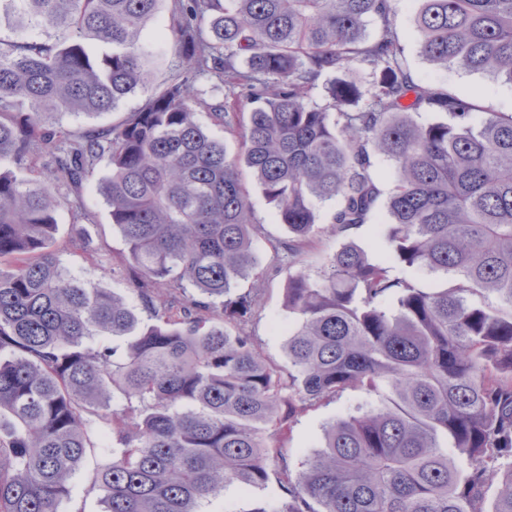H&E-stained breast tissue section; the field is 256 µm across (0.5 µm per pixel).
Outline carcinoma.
Instances as JSON below:
<instances>
[{
  "label": "carcinoma",
  "instance_id": "carcinoma-1",
  "mask_svg": "<svg viewBox=\"0 0 512 512\" xmlns=\"http://www.w3.org/2000/svg\"><path fill=\"white\" fill-rule=\"evenodd\" d=\"M159 2L0 0L19 26L55 34L0 37V160L33 172L50 155L56 180L75 184L106 162L130 284L156 320L138 332L121 298L68 277L54 249L56 185L0 172V512H58L96 447L90 417L119 445L93 485L104 512H201L230 485L265 484L272 463L285 499L252 512H483L493 481L491 512H512V463L500 466L512 459V113L476 120L472 100L415 81L393 0H175L184 70L159 90L142 41ZM415 2L428 61L512 84V0ZM370 18L381 30L368 41ZM210 74L239 111L194 94ZM135 90L145 105L110 127L44 126L52 111L112 112ZM199 107L240 135L239 154L199 123ZM377 155L394 166L389 260L345 244L320 280L288 278L285 370L240 329L266 278L240 167L288 226L276 252L293 267L319 232L316 204L336 202L338 237L370 221ZM397 267L452 279L421 288ZM189 288L198 297L179 308L161 299ZM101 332L128 337L121 360L85 344ZM352 389L391 400L326 426L291 478L271 440Z\"/></svg>",
  "mask_w": 512,
  "mask_h": 512
}]
</instances>
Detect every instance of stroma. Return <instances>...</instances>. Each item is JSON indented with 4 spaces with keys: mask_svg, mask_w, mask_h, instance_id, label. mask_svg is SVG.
<instances>
[{
    "mask_svg": "<svg viewBox=\"0 0 512 512\" xmlns=\"http://www.w3.org/2000/svg\"><path fill=\"white\" fill-rule=\"evenodd\" d=\"M174 0H161L159 10L144 30V42L155 58L151 73L154 86L163 88L176 81L182 71V58L172 38H159V30L168 28L172 20ZM394 31L405 49L406 63L413 77L425 84L443 87L448 92L473 98L480 111L512 112V85L490 76L467 71L458 66L440 68L430 63L420 52V36L412 22V0H394ZM142 93L125 97L115 111L103 114L54 113L46 116L47 126H64L81 132L90 128H104L119 122L128 113L138 111L144 104ZM107 174L105 163H98L81 186L59 184L61 204L56 212L55 246L60 258L72 276L99 283L124 299L133 308L141 323L151 324L138 293L132 290L126 271V246L112 224L110 209L99 191ZM242 180L249 193V202L257 223L263 230L253 239V252L260 269L267 274L258 306L247 325L248 333L268 360L286 364L285 330L293 317L285 305V290L290 270L287 264L275 261L274 246L287 240L285 225L277 223L274 207L269 204L250 174L243 172ZM336 204L327 201L317 206L319 233L304 255L312 275H319L328 258L338 250L342 239L329 231ZM375 395L362 390H349L340 397L301 412L292 428L278 434L274 442L288 452L292 473H299L303 464L313 457L321 445L323 429L332 421L355 413L358 409L378 404ZM118 449L108 437H101L97 448L89 451L68 481L69 493L59 512H103L101 492L93 485L101 469ZM282 495L277 477L260 487L248 490L228 486L224 493L203 502L202 512H253L260 506L277 503Z\"/></svg>",
    "mask_w": 512,
    "mask_h": 512,
    "instance_id": "35a3bbf8",
    "label": "stroma"
}]
</instances>
